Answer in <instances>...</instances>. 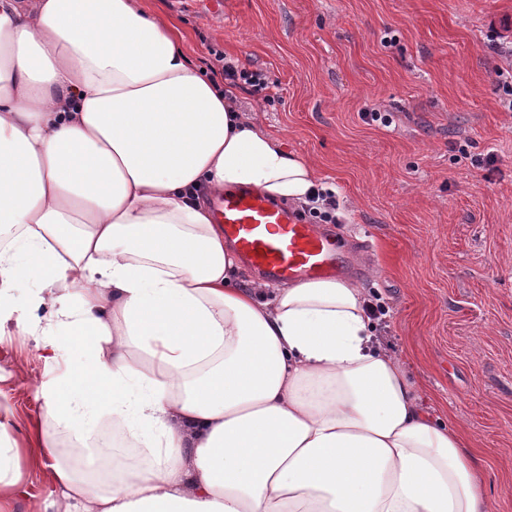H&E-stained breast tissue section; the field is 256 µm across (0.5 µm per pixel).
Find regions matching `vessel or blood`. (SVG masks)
I'll list each match as a JSON object with an SVG mask.
<instances>
[{
  "mask_svg": "<svg viewBox=\"0 0 512 512\" xmlns=\"http://www.w3.org/2000/svg\"><path fill=\"white\" fill-rule=\"evenodd\" d=\"M215 215L224 226L225 240L262 278L289 281L349 272L341 260L344 244L257 190L224 192L215 203Z\"/></svg>",
  "mask_w": 512,
  "mask_h": 512,
  "instance_id": "b4317fda",
  "label": "vessel or blood"
}]
</instances>
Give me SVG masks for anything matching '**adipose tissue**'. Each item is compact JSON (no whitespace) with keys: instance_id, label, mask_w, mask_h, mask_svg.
Instances as JSON below:
<instances>
[{"instance_id":"obj_1","label":"adipose tissue","mask_w":512,"mask_h":512,"mask_svg":"<svg viewBox=\"0 0 512 512\" xmlns=\"http://www.w3.org/2000/svg\"><path fill=\"white\" fill-rule=\"evenodd\" d=\"M235 100L140 0H0V337H33L53 422L11 445L0 404V512L28 457V512H492L361 283L244 278L210 198L324 186ZM105 418L148 453L94 480L63 444L111 456ZM24 484L37 495L45 494L49 489V472L43 465H24Z\"/></svg>"}]
</instances>
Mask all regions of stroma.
<instances>
[{
  "label": "stroma",
  "mask_w": 512,
  "mask_h": 512,
  "mask_svg": "<svg viewBox=\"0 0 512 512\" xmlns=\"http://www.w3.org/2000/svg\"><path fill=\"white\" fill-rule=\"evenodd\" d=\"M191 61L262 72L239 91L336 190L356 281L434 413L462 428L495 512H512V0H145ZM381 120H371V113ZM0 403L26 446L45 412L30 337L0 338ZM210 55L214 56L208 65L211 73H216V66H220L221 74L225 80H230L231 84L243 90H248L253 95H263V98L269 97L271 85L266 81V77L258 72H250L245 69H238L232 62L225 61L223 51L210 49Z\"/></svg>",
  "instance_id": "stroma-1"
}]
</instances>
